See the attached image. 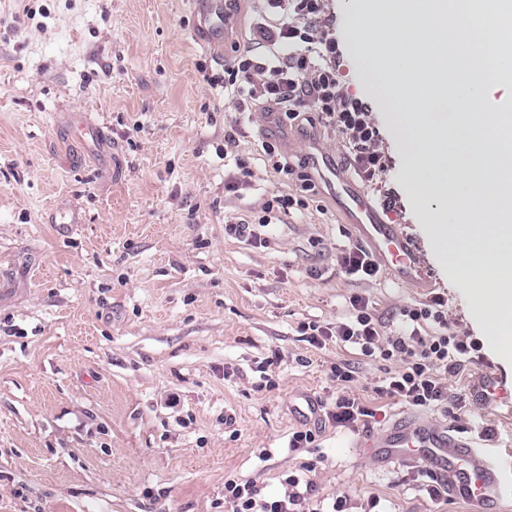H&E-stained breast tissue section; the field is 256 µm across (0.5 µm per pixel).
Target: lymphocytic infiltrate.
Wrapping results in <instances>:
<instances>
[{
  "label": "lymphocytic infiltrate",
  "mask_w": 512,
  "mask_h": 512,
  "mask_svg": "<svg viewBox=\"0 0 512 512\" xmlns=\"http://www.w3.org/2000/svg\"><path fill=\"white\" fill-rule=\"evenodd\" d=\"M257 2L264 21L256 29L254 45L265 47L266 56L256 57L254 45L244 46L225 62L223 75L210 78V85L223 88L224 101L235 114L263 110L302 133L310 127L330 131L361 180L375 187L382 184L386 164L379 129L370 107L348 93L342 83L341 50L328 0ZM260 157L265 169L281 181L282 190L262 196L249 219L224 227L228 235L255 244L261 241V228L272 224L278 214L306 208L305 194L315 188L307 163H292L279 143L262 141ZM290 182L299 183L302 196L287 191ZM349 304L346 317L326 324L307 323L310 342L322 347L333 340L359 349L371 361L390 363L386 378L376 388L379 394L415 408L447 403L449 377L471 362L480 345L448 332L445 299L436 296L405 308L407 326L398 332L370 308L368 298L354 295ZM328 378L336 385V398L325 411L328 422L353 432L369 429L377 411L355 397L356 371L339 361ZM287 484L284 496L269 498L253 482L228 477L224 504L231 512H310L313 484H301L294 475Z\"/></svg>",
  "instance_id": "obj_1"
}]
</instances>
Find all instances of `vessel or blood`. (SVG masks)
<instances>
[{
  "instance_id": "obj_1",
  "label": "vessel or blood",
  "mask_w": 512,
  "mask_h": 512,
  "mask_svg": "<svg viewBox=\"0 0 512 512\" xmlns=\"http://www.w3.org/2000/svg\"><path fill=\"white\" fill-rule=\"evenodd\" d=\"M195 7L193 34L207 50L220 47L222 20L228 14L224 0H191ZM314 163L331 187L349 224L369 244L376 257L398 282L410 288L429 284L425 262L399 225L387 223L370 198L327 155ZM362 455L379 464L406 462L434 473L450 496L463 499L478 512H498L512 498V462L498 460L485 449L458 439L448 426L402 417L386 430L366 433L355 441Z\"/></svg>"
}]
</instances>
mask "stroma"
Returning <instances> with one entry per match:
<instances>
[{
  "label": "stroma",
  "instance_id": "1",
  "mask_svg": "<svg viewBox=\"0 0 512 512\" xmlns=\"http://www.w3.org/2000/svg\"><path fill=\"white\" fill-rule=\"evenodd\" d=\"M28 7L33 19L8 27ZM329 9L344 83L382 138L387 171L368 195L378 207L391 198L393 223L431 269L426 289L337 275V253L359 239L321 179L311 207L264 228L266 244L225 234L280 184L259 166L256 189L225 193L234 167L220 149L250 159L270 134L292 161L319 148L347 163L336 140L276 122L244 124L225 144L232 115L204 76L251 38L248 0L218 57L197 44L189 0H0V512H225L230 475L272 497L296 475L326 502L345 497V512H474L431 500L419 468L352 453L346 429L288 449L306 397L334 400L327 373L341 360L370 384L358 395L379 409L374 431L413 412L372 392L386 363L304 334L344 316L350 296L397 328L402 308L440 294L449 331L482 336L405 177L395 114L349 49L350 0ZM71 112L98 137L72 139ZM64 207L80 223H46ZM486 371L512 390V366L486 346L448 380L465 406L421 415L512 455V407L468 399Z\"/></svg>",
  "mask_w": 512,
  "mask_h": 512
}]
</instances>
